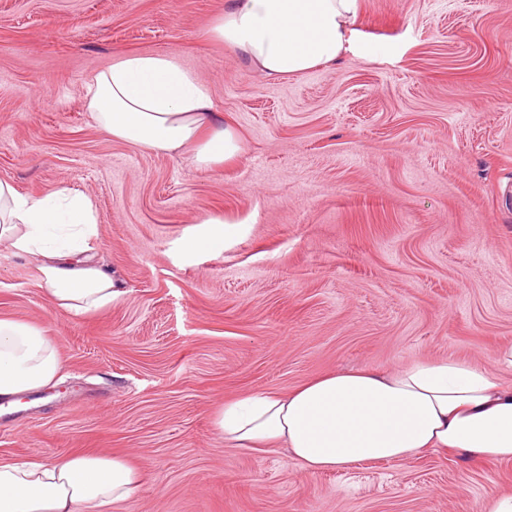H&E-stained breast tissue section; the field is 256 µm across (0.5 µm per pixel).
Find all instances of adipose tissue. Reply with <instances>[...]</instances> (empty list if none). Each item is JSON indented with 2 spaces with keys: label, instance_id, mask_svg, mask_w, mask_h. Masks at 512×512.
Masks as SVG:
<instances>
[{
  "label": "adipose tissue",
  "instance_id": "1",
  "mask_svg": "<svg viewBox=\"0 0 512 512\" xmlns=\"http://www.w3.org/2000/svg\"><path fill=\"white\" fill-rule=\"evenodd\" d=\"M358 0H227L209 35L267 79L300 76L358 49ZM85 108L113 139L184 156L210 170L243 152L237 129L215 109L212 90L175 56L125 54L87 83ZM182 253L219 251L238 232L198 216ZM98 228L90 197L69 187L44 196L0 181V244L35 264L60 310L83 316L111 306L117 286L91 260ZM62 363L34 323L0 317V399L39 390ZM229 446L284 449L303 471L349 469L363 461L452 452L512 461V383L467 360L418 359L395 370L331 372L288 392L225 402L213 418ZM146 472L118 455L0 463V512H120Z\"/></svg>",
  "mask_w": 512,
  "mask_h": 512
}]
</instances>
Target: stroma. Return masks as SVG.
I'll list each match as a JSON object with an SVG mask.
<instances>
[{
    "label": "stroma",
    "instance_id": "stroma-1",
    "mask_svg": "<svg viewBox=\"0 0 512 512\" xmlns=\"http://www.w3.org/2000/svg\"><path fill=\"white\" fill-rule=\"evenodd\" d=\"M225 4L0 0V181L89 195L120 288L70 316L0 246V317L42 326L63 363L0 421V462L127 456L147 480L122 512H479L512 464L429 452L311 476L212 418L422 358L512 380V0H358L364 52L279 80L207 37ZM131 51L206 81L240 159L208 172L101 132L87 80ZM201 215L240 232L181 257Z\"/></svg>",
    "mask_w": 512,
    "mask_h": 512
}]
</instances>
